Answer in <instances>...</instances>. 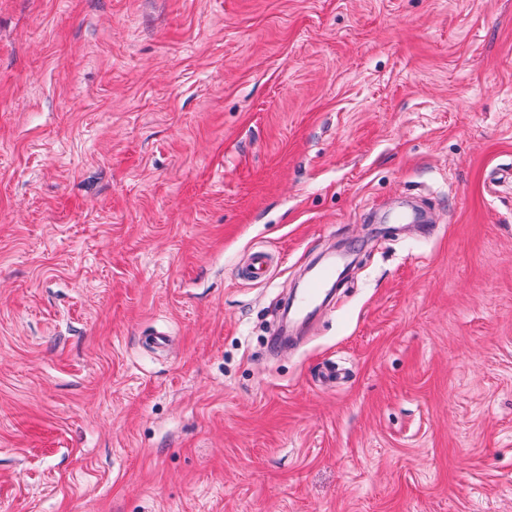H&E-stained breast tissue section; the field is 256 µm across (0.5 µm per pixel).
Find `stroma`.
<instances>
[{"mask_svg": "<svg viewBox=\"0 0 512 512\" xmlns=\"http://www.w3.org/2000/svg\"><path fill=\"white\" fill-rule=\"evenodd\" d=\"M0 512H512V0H0ZM271 260L269 255L262 251H254L246 266L242 267L239 275L251 282H262L267 279L270 272Z\"/></svg>", "mask_w": 512, "mask_h": 512, "instance_id": "1", "label": "stroma"}]
</instances>
